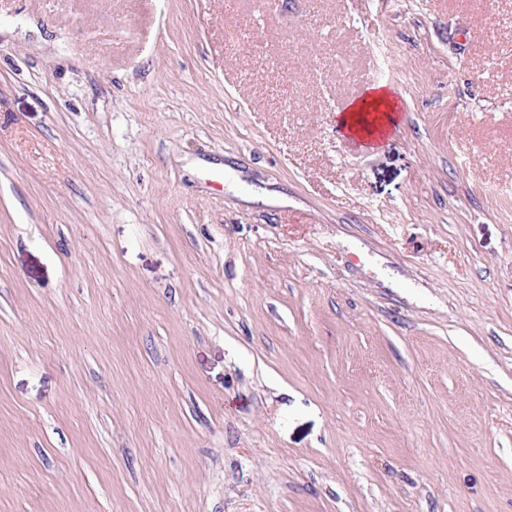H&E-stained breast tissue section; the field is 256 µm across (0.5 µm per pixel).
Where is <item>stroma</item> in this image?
<instances>
[{
	"label": "stroma",
	"mask_w": 512,
	"mask_h": 512,
	"mask_svg": "<svg viewBox=\"0 0 512 512\" xmlns=\"http://www.w3.org/2000/svg\"><path fill=\"white\" fill-rule=\"evenodd\" d=\"M0 512H512V0H0ZM396 107L397 99L393 90L383 85L372 86L363 98L351 105V108L347 111L348 117H343V123L346 124L350 132L359 134L363 131V128L358 126L366 125L368 116L375 109L380 112L374 113L381 114L380 118L386 121L387 124L396 121V118L393 117Z\"/></svg>",
	"instance_id": "obj_1"
}]
</instances>
